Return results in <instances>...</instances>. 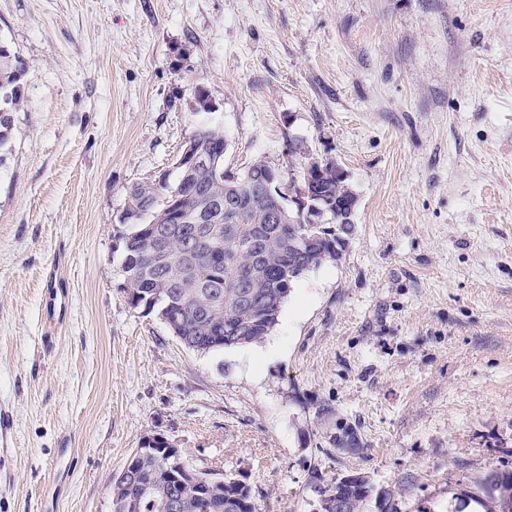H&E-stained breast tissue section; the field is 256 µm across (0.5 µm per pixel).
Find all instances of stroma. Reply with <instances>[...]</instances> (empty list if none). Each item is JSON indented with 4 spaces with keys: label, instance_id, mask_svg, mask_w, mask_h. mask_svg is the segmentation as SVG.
<instances>
[{
    "label": "stroma",
    "instance_id": "1",
    "mask_svg": "<svg viewBox=\"0 0 512 512\" xmlns=\"http://www.w3.org/2000/svg\"><path fill=\"white\" fill-rule=\"evenodd\" d=\"M0 38L27 64L0 154V512H112L149 432L258 512H312L350 472L398 512H485L512 470V0H0ZM202 124L231 172L330 160L359 198L273 330L206 353L129 303L118 240Z\"/></svg>",
    "mask_w": 512,
    "mask_h": 512
}]
</instances>
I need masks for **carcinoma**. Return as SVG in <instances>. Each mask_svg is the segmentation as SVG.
<instances>
[{
	"label": "carcinoma",
	"mask_w": 512,
	"mask_h": 512,
	"mask_svg": "<svg viewBox=\"0 0 512 512\" xmlns=\"http://www.w3.org/2000/svg\"><path fill=\"white\" fill-rule=\"evenodd\" d=\"M26 63L0 39V150L13 134V112L21 104ZM190 142L217 159V169L187 175L180 191L185 224L168 223L163 207L153 206L154 189L170 183L135 185L123 223L130 231L120 237L125 290L135 305L163 315L168 328L188 348L209 351L244 346L262 340L278 321L291 288L309 270L338 262L347 250L355 224L346 220L357 200L351 184L329 176L334 161L311 160L294 172L288 166L290 191L308 186L337 210L322 224H308L295 210L284 207L285 197L268 190L274 166L252 162L236 180L224 171V135L212 126L197 128ZM233 198L231 209L213 213L207 200ZM285 213L273 223L270 214ZM168 227L170 238L157 247L148 238L153 225ZM164 451L147 456L138 452L127 461L135 479L123 483L112 477V512H166L165 499L180 498L178 512H256L251 487L215 471H199L181 456L185 467L168 468L159 460ZM486 496L497 504L494 512H512V472H495L484 482ZM320 512H360L371 494L381 501L380 512H398L393 494L376 490L363 476L314 487Z\"/></svg>",
	"instance_id": "obj_1"
}]
</instances>
